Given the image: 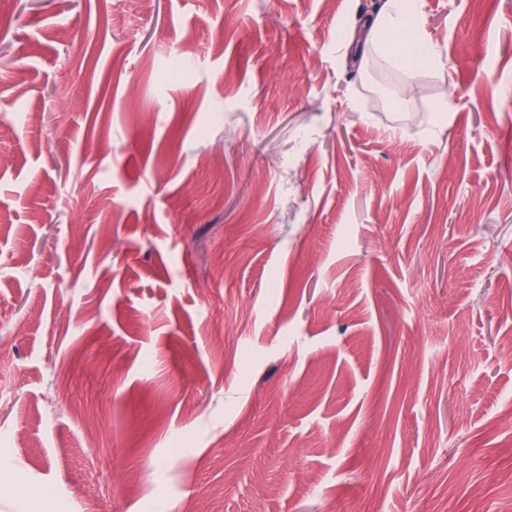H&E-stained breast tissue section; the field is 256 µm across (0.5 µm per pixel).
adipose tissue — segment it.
<instances>
[{"label": "adipose tissue", "mask_w": 512, "mask_h": 512, "mask_svg": "<svg viewBox=\"0 0 512 512\" xmlns=\"http://www.w3.org/2000/svg\"><path fill=\"white\" fill-rule=\"evenodd\" d=\"M425 16L420 0H384L380 10L366 16L348 35V46L353 57L365 60L367 55L379 47L386 32L406 31L407 36L398 46V52L406 62L409 73L416 71L427 59L422 48L425 44L422 31Z\"/></svg>", "instance_id": "ef3b65f1"}]
</instances>
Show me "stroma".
<instances>
[{
	"label": "stroma",
	"mask_w": 512,
	"mask_h": 512,
	"mask_svg": "<svg viewBox=\"0 0 512 512\" xmlns=\"http://www.w3.org/2000/svg\"><path fill=\"white\" fill-rule=\"evenodd\" d=\"M379 2L0 0V512H512V0ZM408 21H411L410 34L399 43L398 52L406 62L409 78L413 79L416 71L430 58L421 50L426 44L422 34L425 16L419 0H384L377 13L362 19L348 35L354 60L364 61L373 49L379 47L385 32L402 31Z\"/></svg>",
	"instance_id": "35a3bbf8"
}]
</instances>
